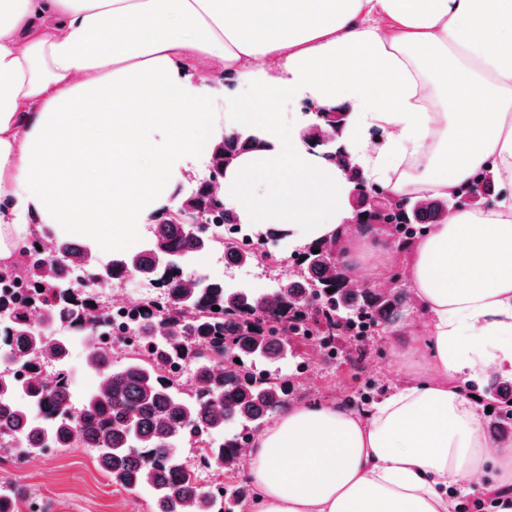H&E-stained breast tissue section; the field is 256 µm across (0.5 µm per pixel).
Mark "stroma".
Wrapping results in <instances>:
<instances>
[{
	"label": "stroma",
	"instance_id": "35a3bbf8",
	"mask_svg": "<svg viewBox=\"0 0 512 512\" xmlns=\"http://www.w3.org/2000/svg\"><path fill=\"white\" fill-rule=\"evenodd\" d=\"M262 250L261 257L238 270L239 284L258 292L273 287L275 278L297 270V257L287 248L266 241ZM409 254V248L398 247L388 236L379 235L368 242L365 268L373 279L385 282L394 273H401L400 285L407 289L411 283L404 273ZM427 322L426 311L414 300L405 324L376 336L345 341L336 359L317 363L312 380L295 375L292 363L282 364V372L293 377L295 403L340 406L368 381L374 385L376 398H384L408 378L392 355L397 336L406 333L408 325L422 329ZM5 477L31 490L48 512H151L146 494L130 493L113 485L95 460L80 448H57L38 455L26 466L6 472Z\"/></svg>",
	"mask_w": 512,
	"mask_h": 512
}]
</instances>
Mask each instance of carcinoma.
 Segmentation results:
<instances>
[{
    "instance_id": "obj_1",
    "label": "carcinoma",
    "mask_w": 512,
    "mask_h": 512,
    "mask_svg": "<svg viewBox=\"0 0 512 512\" xmlns=\"http://www.w3.org/2000/svg\"><path fill=\"white\" fill-rule=\"evenodd\" d=\"M347 112L341 105L318 113L303 141L312 146L320 131L332 133L336 163L361 187L358 167L339 149ZM268 147L261 131H232L210 142L208 155L222 173L239 155ZM207 194L201 183L180 196L178 208L201 210ZM376 198L399 246L448 220V199L441 197H392L372 186L351 202L362 216ZM148 234L151 248L114 253L98 268L92 247L56 240L50 248L34 244L24 250L26 264L0 269V285L27 290L22 299L0 295V439L31 442L39 450L91 448L112 484L148 493L152 512H240L251 496L249 478L228 489L202 486L195 470L204 468L214 477L243 471L242 449L252 433L292 400L290 377L276 365L290 360L302 367V348L314 338L334 350L343 332L356 328L369 336L391 327L404 317L406 293L347 287L331 242L304 250L300 274L265 292L227 288L215 279L202 288L197 271L164 274L157 253L191 259L219 245L213 232L202 234L191 224L164 218L149 225ZM224 255L247 265L257 253L253 245L229 239ZM92 267L96 277L90 283L97 288L129 276L160 288V301L130 314L127 333L134 348L119 359L102 342L111 316L91 321L96 312L91 295L73 287L67 275ZM77 340L99 383L75 404L67 359ZM498 395L505 407L493 427L512 432V387ZM230 423L240 430L226 431ZM25 493L0 480V512H19Z\"/></svg>"
}]
</instances>
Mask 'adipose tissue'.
Returning <instances> with one entry per match:
<instances>
[{"label": "adipose tissue", "instance_id": "1", "mask_svg": "<svg viewBox=\"0 0 512 512\" xmlns=\"http://www.w3.org/2000/svg\"><path fill=\"white\" fill-rule=\"evenodd\" d=\"M249 92L252 106L212 112ZM351 107L345 145L393 195L447 196L475 176L512 187V0H0V261L35 225L58 239L133 243L200 142L254 127L224 201L299 248L357 240L354 189L284 132L270 103ZM406 272L429 314L417 376L363 413L292 405L260 432L254 512H453L487 464L512 485V442L484 431L449 379L512 377V194L461 209L416 243Z\"/></svg>", "mask_w": 512, "mask_h": 512}]
</instances>
